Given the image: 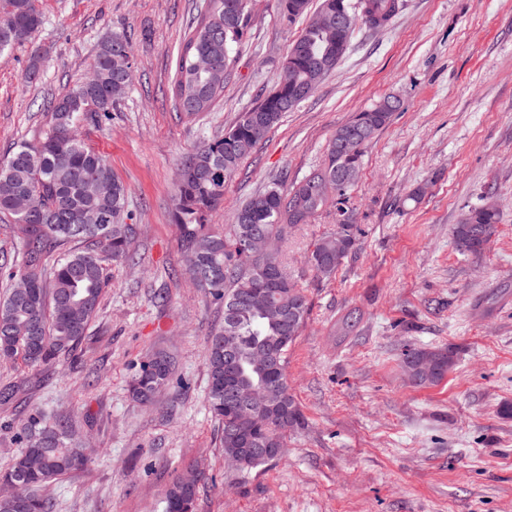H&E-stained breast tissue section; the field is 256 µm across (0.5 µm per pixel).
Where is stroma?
<instances>
[{"label": "stroma", "instance_id": "35a3bbf8", "mask_svg": "<svg viewBox=\"0 0 512 512\" xmlns=\"http://www.w3.org/2000/svg\"><path fill=\"white\" fill-rule=\"evenodd\" d=\"M33 43L0 53V156L39 139L46 100L88 76L105 33L133 46V82L85 141L129 190L136 264H112L89 350L37 368L0 365V470L20 448L12 425L39 408L72 419L85 465L48 490L53 512H164L169 484L199 472L197 512H512V0H406L383 28L355 30L340 66L285 113L224 188L208 218L227 231L236 209L286 175L322 166L335 130L384 96L400 100L369 145L350 193L362 230L335 277L306 256L331 231L335 205L289 228L279 257L304 288L310 315L288 352V381L308 419L284 455L250 471L228 468L208 402L206 337L222 307L182 275L172 215L182 158L223 135L275 85L303 24L277 0H254L224 97L211 111H175L171 86L195 0H36ZM47 56L25 80L33 47ZM500 208L479 254L452 228L483 196ZM362 320L345 340L339 319ZM450 347L455 365L432 387L411 383L406 345ZM174 359L150 404L127 383L140 361Z\"/></svg>", "mask_w": 512, "mask_h": 512}]
</instances>
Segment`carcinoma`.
<instances>
[{"label": "carcinoma", "mask_w": 512, "mask_h": 512, "mask_svg": "<svg viewBox=\"0 0 512 512\" xmlns=\"http://www.w3.org/2000/svg\"><path fill=\"white\" fill-rule=\"evenodd\" d=\"M252 0H202L196 25L183 39L172 95L175 109L186 114L208 112L224 96V84L196 65L201 55L212 57L218 71L233 69V47L247 38L252 22ZM348 17L343 43L348 45L356 28L386 26L405 7L404 0H338ZM289 22L306 19L310 0H279ZM43 23L35 0H0V53L30 43ZM132 55L124 35L103 37L93 67L95 77L80 83L50 102L51 124L34 143H24L0 158V213L10 215L20 244V258L6 271L11 286L0 297V362L22 361L30 367L50 364L61 355L74 353L87 339L97 317L108 280L110 263L133 260L136 225L127 224V188L112 172L102 154L90 147L78 132L84 121L109 119L114 100L108 86L121 80L120 68ZM292 77L300 85L319 86L336 70V36L315 27H304L286 56ZM43 56L34 49L25 71L32 82L40 77ZM288 85L277 82L258 103L241 114L224 135L204 142L183 157L176 183L174 222L182 233L185 273L213 299L228 304L241 301L231 321L206 340L208 402L219 423L218 439L224 457L243 448H276L269 456H256L248 471L279 459L288 434L308 426L304 413L290 392L288 351L300 335L310 310L308 297L283 265L272 269L244 245L246 231L271 229L283 235L296 223L290 211L296 190L288 191L275 180L252 197L234 215V224L221 234L207 224L208 215L224 202V187L242 160L255 150L266 133L283 117ZM395 106L372 107L355 113L338 127L328 147L324 166L308 176L331 179L347 169L360 171L365 151L374 136L390 121ZM261 113L262 129L253 126L252 115ZM369 130L361 149L352 156L336 153V141L350 129ZM500 213L477 205L469 208L452 228L459 247L479 253L494 235ZM359 228L338 224L319 238L308 254V264L319 278L328 279L355 247ZM56 263L48 266L53 253ZM30 283L15 288L20 278ZM236 350V363L228 368L224 345ZM278 354L272 364L254 361L258 350ZM403 367L419 386L443 380L454 365L449 348L408 347ZM173 361L154 355L139 364L130 378L129 391L141 403L152 402L167 384ZM232 376L239 385L263 383L273 404L260 419L246 417L233 395L224 390ZM20 453L0 478L19 484V494L0 499V512H52V502L42 490L52 481L83 465L86 457L75 441L65 416L47 417L35 410L16 424ZM196 485L173 483L165 492L164 512H176L184 499H194Z\"/></svg>", "instance_id": "carcinoma-1"}]
</instances>
